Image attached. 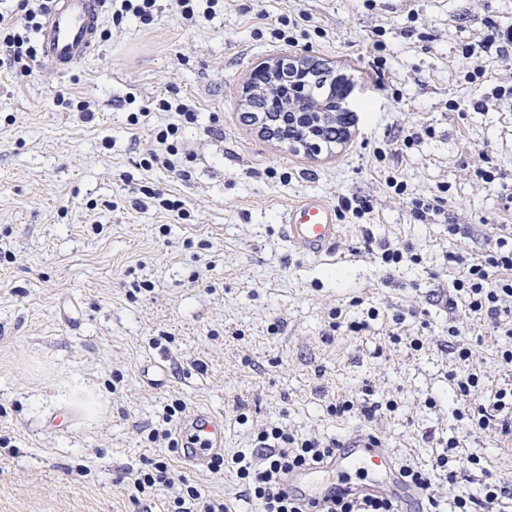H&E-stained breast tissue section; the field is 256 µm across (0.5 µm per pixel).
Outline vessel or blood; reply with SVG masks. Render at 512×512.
<instances>
[{"instance_id": "b4317fda", "label": "vessel or blood", "mask_w": 512, "mask_h": 512, "mask_svg": "<svg viewBox=\"0 0 512 512\" xmlns=\"http://www.w3.org/2000/svg\"><path fill=\"white\" fill-rule=\"evenodd\" d=\"M100 21L98 0H56L40 29L42 62L60 70L89 57L97 48ZM282 226L293 250L318 259L334 255L341 226L333 204L317 196L289 203ZM177 436L180 459L195 470H207L224 453V418L204 408L188 410L178 423ZM361 468L375 471V479L351 484L347 472ZM280 489L319 510L349 495L387 497L398 512H416L420 497L418 488L393 465L381 439L363 430L350 432L323 461L288 471Z\"/></svg>"}]
</instances>
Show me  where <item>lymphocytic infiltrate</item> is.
<instances>
[{"label": "lymphocytic infiltrate", "instance_id": "obj_1", "mask_svg": "<svg viewBox=\"0 0 512 512\" xmlns=\"http://www.w3.org/2000/svg\"><path fill=\"white\" fill-rule=\"evenodd\" d=\"M50 0H21L18 10L0 12V42L10 50V66L16 74L26 77L32 72L31 64L37 55L32 34L39 28L37 19L48 13ZM159 110L176 115L175 123L159 131L156 138L164 145V160L169 170H176L179 149L170 139L183 125L194 123L197 112L187 103L172 104L162 99ZM448 267L454 270L451 281L454 294L448 299L449 307H463L473 320L496 329L504 339L497 350L501 365L512 366V232L499 234L492 247L473 254L466 251L448 255ZM469 348H459L457 358L460 371L450 378L463 402L457 410L458 419L467 423L469 432H495L503 436L512 434V382L503 383L494 392H485L481 386L482 374L471 361ZM257 450L232 455L230 461L216 459L212 469L224 467L235 470L241 482L240 494L259 504L261 512H302L295 502L282 498L276 488L280 474L287 469L316 463L328 457L336 447V440L299 438L287 429L275 426L261 430L256 437Z\"/></svg>", "mask_w": 512, "mask_h": 512}]
</instances>
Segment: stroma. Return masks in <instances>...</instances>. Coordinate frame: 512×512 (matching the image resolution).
Returning <instances> with one entry per match:
<instances>
[{
  "label": "stroma",
  "instance_id": "obj_1",
  "mask_svg": "<svg viewBox=\"0 0 512 512\" xmlns=\"http://www.w3.org/2000/svg\"><path fill=\"white\" fill-rule=\"evenodd\" d=\"M158 3L147 22L103 11L96 52L67 70L37 63L15 76L0 45V512H139L125 476L159 458L233 512H258L236 499L232 469L198 473L148 441L177 400L223 414L228 457L273 426L323 440L367 429L399 465L428 472L440 512H452L474 490L433 468L454 437L512 487L503 439L453 415L448 325L462 311L448 307L446 259L512 225V95L490 97L512 85V67L477 49L489 24L512 25V0H224L190 27ZM280 17L290 40L269 29ZM297 56L352 86L346 136L312 152L267 138L244 101L258 67ZM162 98L198 113L181 133L185 180L143 163L175 119L155 111ZM79 101L94 120L80 119ZM408 128L420 140L399 148ZM389 175L407 195L388 190ZM443 185V214L414 223L411 198ZM159 189L183 213L161 209ZM312 195L373 205L367 223L341 216L331 262L282 233L284 206ZM452 224L466 235L449 236ZM381 238L413 245L420 263L384 267ZM70 303L75 329L60 319ZM372 308L368 330H347ZM460 341L485 388L512 380L490 328L465 326ZM344 401L354 411L333 412Z\"/></svg>",
  "mask_w": 512,
  "mask_h": 512
}]
</instances>
